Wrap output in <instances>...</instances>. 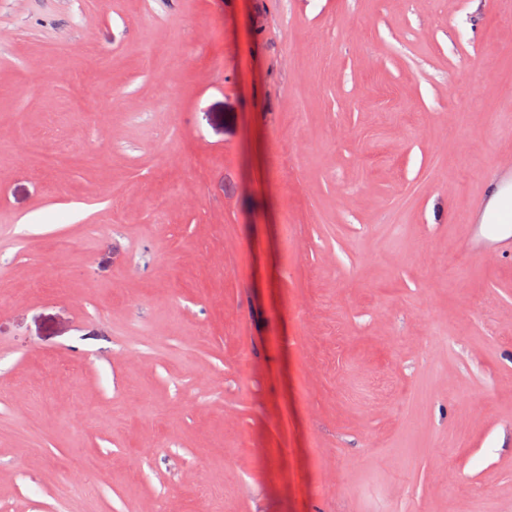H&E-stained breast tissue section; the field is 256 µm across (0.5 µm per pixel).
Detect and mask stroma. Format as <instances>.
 <instances>
[{
	"instance_id": "stroma-1",
	"label": "stroma",
	"mask_w": 512,
	"mask_h": 512,
	"mask_svg": "<svg viewBox=\"0 0 512 512\" xmlns=\"http://www.w3.org/2000/svg\"><path fill=\"white\" fill-rule=\"evenodd\" d=\"M495 166L512 0H0V512H512Z\"/></svg>"
}]
</instances>
